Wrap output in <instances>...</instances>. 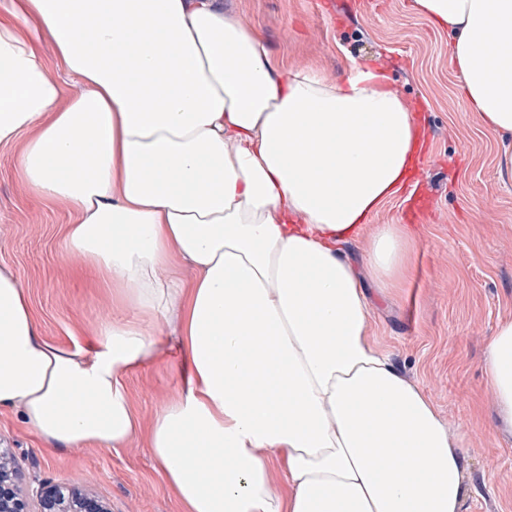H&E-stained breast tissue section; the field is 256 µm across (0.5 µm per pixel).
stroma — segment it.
Returning <instances> with one entry per match:
<instances>
[{
    "mask_svg": "<svg viewBox=\"0 0 512 512\" xmlns=\"http://www.w3.org/2000/svg\"><path fill=\"white\" fill-rule=\"evenodd\" d=\"M225 13L258 31L283 67L315 68L335 81L348 58L384 65L410 101L424 134L415 176L428 202L413 208L408 187L386 200L375 224H408L417 236L404 288L372 300L374 337L401 373L425 390L463 453L466 512H512V435L501 431L482 359L496 326L512 319V178L502 175L499 139L474 119L449 63L447 30L415 15L411 0H325L331 24L312 0H222ZM24 145H0V268L24 282L45 339L96 346L98 329L138 312L83 262L70 258L67 209L25 188L17 168ZM182 354L160 337L154 355L124 382L138 422L118 447L55 448L0 406V444L12 448L24 478H82L112 512H180L149 451L157 413L176 398Z\"/></svg>",
    "mask_w": 512,
    "mask_h": 512,
    "instance_id": "1",
    "label": "stroma"
}]
</instances>
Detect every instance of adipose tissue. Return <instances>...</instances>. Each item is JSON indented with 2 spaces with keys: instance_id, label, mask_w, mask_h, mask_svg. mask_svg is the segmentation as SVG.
<instances>
[{
  "instance_id": "obj_1",
  "label": "adipose tissue",
  "mask_w": 512,
  "mask_h": 512,
  "mask_svg": "<svg viewBox=\"0 0 512 512\" xmlns=\"http://www.w3.org/2000/svg\"><path fill=\"white\" fill-rule=\"evenodd\" d=\"M413 10L450 29L478 123L511 136L512 0ZM22 135V181L68 208L70 254L152 325L105 324L90 356L49 342L0 269V406L56 448L121 445L136 431L121 375L167 330L183 386L149 448L182 512H463L456 440L371 336L362 278L406 279L412 233L365 226L418 146L382 68H281L221 0H23L0 12V145ZM362 235L358 269L344 246ZM177 257L192 283L169 273ZM483 372L511 427L512 319Z\"/></svg>"
}]
</instances>
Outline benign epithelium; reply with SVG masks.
Here are the masks:
<instances>
[{"mask_svg":"<svg viewBox=\"0 0 512 512\" xmlns=\"http://www.w3.org/2000/svg\"><path fill=\"white\" fill-rule=\"evenodd\" d=\"M0 512H111V508L78 480L35 479L21 489L13 452L0 448Z\"/></svg>","mask_w":512,"mask_h":512,"instance_id":"benign-epithelium-1","label":"benign epithelium"}]
</instances>
